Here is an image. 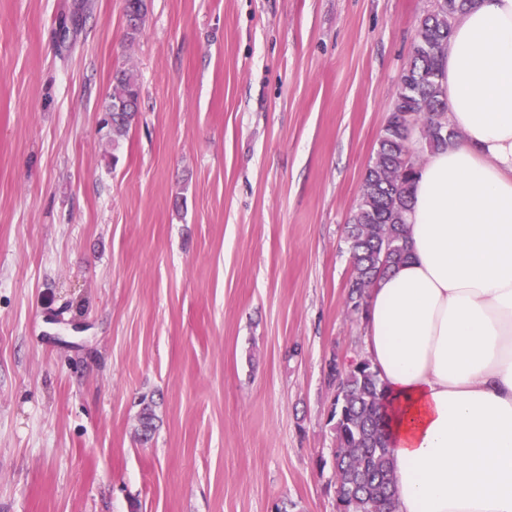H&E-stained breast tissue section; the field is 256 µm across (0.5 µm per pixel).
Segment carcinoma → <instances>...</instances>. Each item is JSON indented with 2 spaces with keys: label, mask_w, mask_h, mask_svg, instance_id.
<instances>
[{
  "label": "carcinoma",
  "mask_w": 512,
  "mask_h": 512,
  "mask_svg": "<svg viewBox=\"0 0 512 512\" xmlns=\"http://www.w3.org/2000/svg\"><path fill=\"white\" fill-rule=\"evenodd\" d=\"M471 4L472 0H435L416 29L410 60L347 224L352 262L347 303L358 315L376 278L407 257L405 214L424 153L453 135L448 129L441 59L454 22ZM140 96L135 71L116 68L101 118L112 147H118L136 123ZM328 382L339 389L341 414L331 409L330 421L336 432L334 485L343 512H396V479L381 414L385 390L378 372L366 357L342 371L332 361ZM138 422L143 439H149L156 429L155 412L153 401L145 397Z\"/></svg>",
  "instance_id": "1"
}]
</instances>
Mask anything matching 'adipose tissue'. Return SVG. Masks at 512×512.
Segmentation results:
<instances>
[{
	"mask_svg": "<svg viewBox=\"0 0 512 512\" xmlns=\"http://www.w3.org/2000/svg\"><path fill=\"white\" fill-rule=\"evenodd\" d=\"M448 124L411 187L408 257L369 290L397 512H512V0L444 58Z\"/></svg>",
	"mask_w": 512,
	"mask_h": 512,
	"instance_id": "ef3b65f1",
	"label": "adipose tissue"
}]
</instances>
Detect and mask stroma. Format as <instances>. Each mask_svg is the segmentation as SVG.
<instances>
[{
    "label": "stroma",
    "mask_w": 512,
    "mask_h": 512,
    "mask_svg": "<svg viewBox=\"0 0 512 512\" xmlns=\"http://www.w3.org/2000/svg\"><path fill=\"white\" fill-rule=\"evenodd\" d=\"M433 3L146 0L130 43L0 0V512H336L346 226ZM140 96L141 86L135 71L126 67L116 68L112 73L111 88L101 118L102 128L107 129L112 148L119 146L136 123Z\"/></svg>",
    "instance_id": "obj_1"
}]
</instances>
